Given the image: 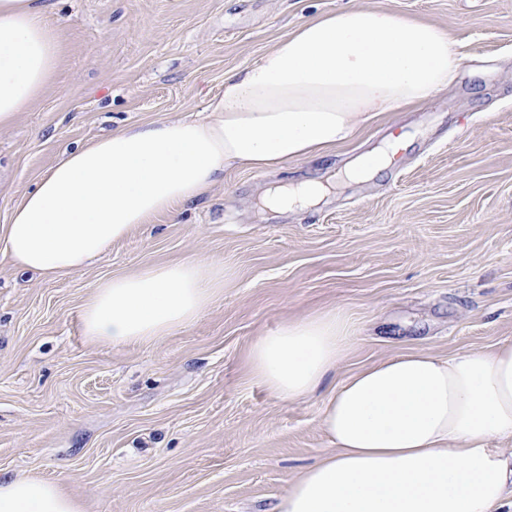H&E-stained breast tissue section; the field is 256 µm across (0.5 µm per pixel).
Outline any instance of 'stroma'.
I'll return each instance as SVG.
<instances>
[{
  "label": "stroma",
  "instance_id": "1",
  "mask_svg": "<svg viewBox=\"0 0 512 512\" xmlns=\"http://www.w3.org/2000/svg\"><path fill=\"white\" fill-rule=\"evenodd\" d=\"M53 82L0 128V225L68 150L119 126L189 118L304 22L345 6L447 30L448 90L378 112L324 157L231 169L204 197L136 226L55 278L0 257V477L56 480L85 512H275L329 452L321 397L285 402L249 374L253 340L333 311L352 345L332 384L411 350L512 346V0H50ZM406 145L374 176L345 168ZM335 189L261 212L276 182ZM199 258L224 288L193 324L115 346L80 311L106 279Z\"/></svg>",
  "mask_w": 512,
  "mask_h": 512
}]
</instances>
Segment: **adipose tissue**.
<instances>
[{"mask_svg": "<svg viewBox=\"0 0 512 512\" xmlns=\"http://www.w3.org/2000/svg\"><path fill=\"white\" fill-rule=\"evenodd\" d=\"M47 0H0V128L28 111L55 77L60 46ZM461 58L447 31L398 15L343 8L303 23L258 61L224 78L196 119L117 128L67 152L16 203L0 254L19 270L85 269L140 224L205 195L232 168L279 169L324 156L371 113L428 100ZM318 181L271 186L267 208L319 202ZM224 286L201 259L100 282L80 320L115 345L197 321ZM346 319L326 312L258 336L250 375L275 397L325 393L321 427L333 450L289 485L277 512H512V346L443 358L400 353L325 384L347 353ZM0 512H84L60 483L0 479Z\"/></svg>", "mask_w": 512, "mask_h": 512, "instance_id": "adipose-tissue-1", "label": "adipose tissue"}]
</instances>
